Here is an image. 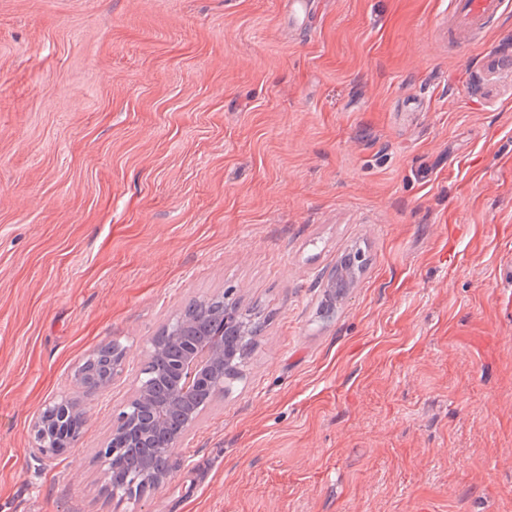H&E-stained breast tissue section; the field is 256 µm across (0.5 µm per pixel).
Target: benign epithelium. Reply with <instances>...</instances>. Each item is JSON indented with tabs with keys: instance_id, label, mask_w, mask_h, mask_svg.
I'll list each match as a JSON object with an SVG mask.
<instances>
[{
	"instance_id": "7a95c632",
	"label": "benign epithelium",
	"mask_w": 512,
	"mask_h": 512,
	"mask_svg": "<svg viewBox=\"0 0 512 512\" xmlns=\"http://www.w3.org/2000/svg\"><path fill=\"white\" fill-rule=\"evenodd\" d=\"M225 325L244 342L250 332L238 318L241 304L226 292ZM210 298L191 302L168 317L148 343L144 364L161 363L163 369L139 371L128 400L113 414L112 433L97 451L104 477L118 469L126 454L138 468L107 483L114 497L137 500L167 484L184 465L179 452L183 439L201 421L228 385L243 378V369L224 353L222 332L213 333L200 323L188 325L185 316H207ZM129 362L128 349L109 340L91 351L71 372L74 393L52 400L36 414L32 424V456L49 462L77 447L88 421L83 395H105ZM163 386L165 401L156 387Z\"/></svg>"
}]
</instances>
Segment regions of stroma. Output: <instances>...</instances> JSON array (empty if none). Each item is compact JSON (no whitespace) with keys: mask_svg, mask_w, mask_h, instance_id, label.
Segmentation results:
<instances>
[{"mask_svg":"<svg viewBox=\"0 0 512 512\" xmlns=\"http://www.w3.org/2000/svg\"><path fill=\"white\" fill-rule=\"evenodd\" d=\"M506 57L512 7L456 43L448 0H0V512H512ZM227 290L265 320L243 379L113 498L150 338ZM110 339L127 371L37 466L34 415Z\"/></svg>","mask_w":512,"mask_h":512,"instance_id":"35a3bbf8","label":"stroma"}]
</instances>
